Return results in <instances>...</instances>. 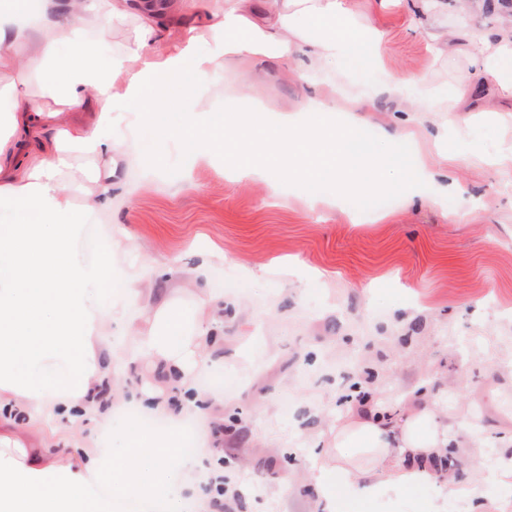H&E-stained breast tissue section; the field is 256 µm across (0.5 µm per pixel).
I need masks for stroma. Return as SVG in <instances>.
<instances>
[{"label":"stroma","mask_w":512,"mask_h":512,"mask_svg":"<svg viewBox=\"0 0 512 512\" xmlns=\"http://www.w3.org/2000/svg\"><path fill=\"white\" fill-rule=\"evenodd\" d=\"M446 2L439 22L455 51L441 56L428 47L429 21L416 0L352 5L361 16L381 10L392 73H426L444 87L464 69L469 40L493 35L507 17L502 10L464 13L458 0ZM309 63L304 55L288 65L259 58L215 70L207 83L210 123L223 125L242 99L275 114L298 110L304 89L296 74ZM171 95L177 106L154 110L148 124L137 109L115 105L128 138L112 208L85 224L92 247L76 242L72 249L93 260L111 229L125 230L132 247L115 251L113 265L141 279L149 300L128 307L141 323L171 298L188 309L211 293L230 300L217 365L193 381L206 396L231 397L222 438H212L210 413L192 420L200 466L227 467L225 480L240 493L231 512H315L317 493L306 476L337 422L364 413L358 399L365 394L370 405L404 419L413 408L407 395L420 382L445 412L463 417L464 429L451 440L461 444L472 433L485 449L482 477L465 471L460 454L449 455L446 469L464 492L445 497L446 512H512V481L496 478L502 437L512 431V165L496 163L512 145V101L485 90L483 104L500 113L491 128L484 113L472 115L467 137L483 154L477 161L456 150V130L438 140L441 114L416 126L407 121L406 103L380 96L357 135L367 142L412 137L449 184L411 170L387 206L373 195L348 196L340 210L327 211L305 200L334 193V173L306 184L285 179L273 191L261 181L228 180L229 159L194 161L191 142L164 133L192 117L196 76L184 74ZM154 152L163 166L147 162ZM413 194L436 203H409ZM204 250L229 254L238 265L215 262L207 280L194 279ZM292 259L313 280L287 283L273 275ZM165 260L174 261L176 273L158 274L155 264ZM148 384L160 381L145 362L113 378L114 391L135 395L111 412L113 454L131 435L155 430L157 415L141 394ZM439 492L391 486L369 501L346 498L343 512H429Z\"/></svg>","instance_id":"stroma-1"}]
</instances>
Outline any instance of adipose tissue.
Masks as SVG:
<instances>
[{"mask_svg": "<svg viewBox=\"0 0 512 512\" xmlns=\"http://www.w3.org/2000/svg\"><path fill=\"white\" fill-rule=\"evenodd\" d=\"M203 10L202 23L170 36L159 23L157 0H0V211L23 216L0 224V428L22 415L41 444L0 448V512H112L113 500L149 498L165 487L172 465L183 462L177 435L139 432L120 458L71 452L46 443L45 421L78 409L100 423L113 390L104 368L112 355L109 331L136 334L133 359L150 360L178 389L211 371L212 352L224 337V301L194 311L166 301L145 330L123 311L141 297L135 279L112 266L104 245L90 262L78 260L72 242L86 211L112 205V179L122 140L112 111L122 102L142 111L171 104L178 76L193 70L207 80L215 69L270 56L287 62L302 53L330 70L298 114L273 121L241 102L225 128L197 115L179 130L198 154L229 156L237 179L260 178L277 188L282 178L311 182L323 169L336 173V196L370 195L390 187L401 170L390 150L350 157L341 141L351 133L330 120L334 112H370L378 93H355L353 63L373 72L383 66L385 31L359 18L350 0H265L262 21L249 0H175ZM127 25L131 36L108 59L98 40L108 28ZM223 44L200 53L215 36ZM467 69L440 87L425 74L393 75L380 93L412 91L411 122L431 112L461 125L460 111L477 84L512 99V23L497 35L471 41ZM425 384L411 391L414 407L404 421L370 411L337 428L335 464L313 469L317 512H341L345 497H375L384 487H427L441 480V461L456 422L427 400ZM155 468L143 477L142 456Z\"/></svg>", "mask_w": 512, "mask_h": 512, "instance_id": "adipose-tissue-1", "label": "adipose tissue"}]
</instances>
